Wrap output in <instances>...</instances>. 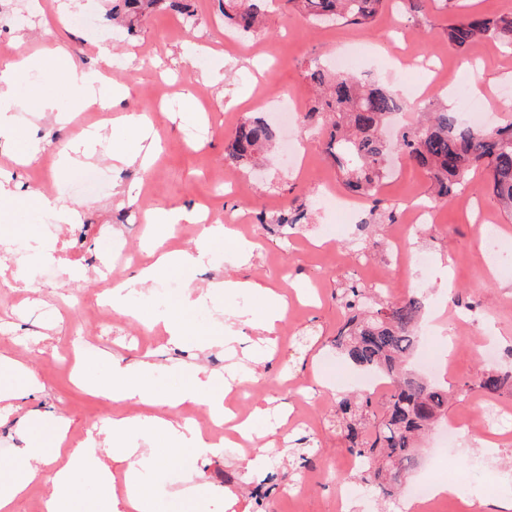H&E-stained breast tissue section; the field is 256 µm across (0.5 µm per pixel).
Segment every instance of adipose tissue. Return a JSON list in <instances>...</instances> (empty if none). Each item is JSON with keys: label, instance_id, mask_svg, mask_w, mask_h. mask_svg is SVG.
Masks as SVG:
<instances>
[{"label": "adipose tissue", "instance_id": "obj_1", "mask_svg": "<svg viewBox=\"0 0 512 512\" xmlns=\"http://www.w3.org/2000/svg\"><path fill=\"white\" fill-rule=\"evenodd\" d=\"M36 70L59 72L65 82L79 91V106L97 104L108 108L112 105L111 96L102 90V73L84 70L72 58L60 56L52 50L39 56H24L10 63L7 74L0 76V135L8 134L20 140L27 139V131L17 124V113L28 112L42 116L57 111L56 102L41 93L19 95L18 76ZM122 123L130 138L113 143V161L123 165L147 166L154 151L153 145L146 142L149 127L147 115L131 114L125 116ZM234 236V230L228 226L215 224L203 227L196 250L182 249L155 253L153 261L139 270L136 280L140 285L147 286L168 270H192L203 262L213 244ZM220 286L230 292H262L267 300L266 310L262 317L251 322L250 327L263 335L273 333L276 322L282 319L288 306L286 295L254 281L227 278L221 281ZM232 390L231 381L204 367L195 366L183 372L179 386L162 395L158 392L155 368L151 363L144 361L133 368L114 364L111 379L97 388L100 395L116 402L129 401L160 406L165 408L166 413L162 416L113 415L105 430L104 442L120 445L134 433L150 436L159 431L163 432L171 443L167 455H151L147 458L148 463L156 468L164 467L168 456L181 454L187 449L194 450L199 455L206 453L212 448L211 442L204 437L199 427L178 420L175 413L178 407L184 404L202 405L214 420H221L229 414L224 406V400ZM54 433V438L49 442L39 438L29 439L25 449L28 466L12 472L8 480L0 482V512H13L15 499L39 479V463L45 462L48 447L61 446L66 430L58 426L55 427ZM125 486L126 496L123 501L105 498L100 502L98 512H150L154 489L149 482L140 477L137 468L133 467L127 471Z\"/></svg>", "mask_w": 512, "mask_h": 512}]
</instances>
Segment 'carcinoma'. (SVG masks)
I'll list each match as a JSON object with an SVG mask.
<instances>
[{"label":"carcinoma","mask_w":512,"mask_h":512,"mask_svg":"<svg viewBox=\"0 0 512 512\" xmlns=\"http://www.w3.org/2000/svg\"><path fill=\"white\" fill-rule=\"evenodd\" d=\"M116 11L134 27L160 10L179 11L182 0H115ZM259 0H227L224 20L238 30L254 32L260 25ZM288 10L316 20H342L368 28L383 0H282ZM448 43L460 51L474 42L493 38L512 52V15L462 18L448 24ZM307 79L321 88L305 114L309 124L326 129L324 152L342 170L345 186L371 195L388 169L389 156L400 152L406 160L430 174L436 197L460 192L471 170L486 171L502 210L512 217V122L483 128L465 122L459 112L442 107L405 128L396 143L382 137L390 114L404 102L389 86L366 74H330L311 66ZM276 136L264 119L241 123L227 149V159L243 163ZM336 301L347 312L334 342L356 366L374 369L386 378L388 403L379 421L370 420L372 397L344 396L338 401L341 432L351 455L365 466L360 479L381 498H390L400 475L416 464V439L444 414L448 390L415 376L407 363L419 343L417 321L422 302L416 296L386 300L381 293L353 283L336 291ZM477 389L489 396L512 392V370H486L459 392Z\"/></svg>","instance_id":"cac0c4a2"}]
</instances>
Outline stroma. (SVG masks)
Returning a JSON list of instances; mask_svg holds the SVG:
<instances>
[{
  "label": "stroma",
  "mask_w": 512,
  "mask_h": 512,
  "mask_svg": "<svg viewBox=\"0 0 512 512\" xmlns=\"http://www.w3.org/2000/svg\"><path fill=\"white\" fill-rule=\"evenodd\" d=\"M188 13L158 12L130 33L110 22L113 0H0V66L17 52L38 54L53 48L85 68L100 69V53L112 54L113 87L119 95L111 111L92 106L54 121L25 116L21 127L39 141L32 162L20 165L23 142L0 136V178L16 185L26 205L0 207V239L21 247L20 269L25 280L0 285V321L10 336L0 338V355L20 362L19 375L0 372V383L23 389L9 408H0V479L26 465L25 444L31 434V413L63 422L68 435L78 437L104 425L115 412L145 413V406L122 405L96 395V384L110 380L113 360L133 365L146 359L156 364L158 387L167 390L180 382L175 367L205 358L220 373L249 376L252 403L264 407L253 437L263 445L261 468L247 472L236 467L238 449L226 446L216 455L174 458L167 466L147 471L155 488L152 512H338L341 496L364 488L343 436L333 419L339 396L362 391V371L344 361L331 346L346 313L335 299L337 288L350 282L368 285L376 278L389 284L388 299L416 294L424 301L422 346L451 354L448 372L431 371L430 381L453 388L448 410L421 442L418 465L407 486L392 501L373 500V512H406L413 502L412 486L467 479L470 495L438 498L436 512H484L485 501L512 494V440L492 438L469 430L466 420L486 400L478 391L460 393L463 382L476 380L490 367L512 365V253L503 270L485 269L480 262L486 225L512 242V216L494 200L483 172H471L468 189L432 199L429 175L394 157L391 173L380 188L377 210H364L358 225L337 224L321 200L328 190L344 193L343 176L322 150L321 131L306 128L300 118L312 105L316 91L305 77L313 62L331 63L357 44L356 67L394 86L425 81V67L443 78L448 67L469 59L473 82L489 89L494 123L511 117L501 106L502 90L512 87V54L485 39L458 51L448 43L447 28L457 16L512 14V0H423L409 11L404 0H386L371 28L338 22L321 24L304 14L282 11L267 0L262 31L244 34L224 21V0H189ZM81 25L70 24L71 13ZM191 42L200 50L182 60L181 47ZM236 59L224 70L223 81L208 74L224 69L225 58ZM298 107L290 118L289 139L299 142L304 158L289 162L280 145L263 151L258 168L225 161L224 150L236 127L264 116L277 123L278 111ZM147 113L151 136L160 148L149 169L113 164L109 150H99L92 165L105 169L106 185L94 194L73 188L61 159L77 135L106 125L120 139L123 115ZM62 204L77 207L84 224L111 225L114 236L129 248L127 259L113 257L104 240L87 237L85 249L97 264H112L126 281L133 315L112 314L102 328L94 315L103 304L101 286L89 275L78 284L42 278L45 249L55 241L48 230L56 218L38 205L44 184ZM429 203L433 215L418 225L409 241L410 257L396 259L386 252L393 226L386 211L403 217L419 202ZM199 206L207 221L234 228L253 243L248 264H231L230 245L211 249L204 263L190 273L170 272L161 283L179 282L181 291L170 302L180 304L189 332L177 345L169 344L155 325L159 305L151 289L135 280L158 247L191 249L198 232L184 225L167 240L150 237L147 211L171 206ZM307 208L308 220L293 236L275 223L284 211ZM335 232H327V225ZM425 254L426 264L413 262ZM249 279L281 289L288 309L278 322L272 342H258L248 325L264 308L262 294L206 293L207 284L225 278ZM79 290L83 306L70 307L56 317L45 308ZM203 295L187 303L188 295ZM233 325L241 343L214 346L225 325ZM83 334L91 358L71 350L73 332ZM211 343L208 354L200 346ZM305 412L310 425L294 427L293 415ZM456 432H449V425ZM307 438L311 463L287 460L285 445ZM271 478L269 495L255 505L252 492Z\"/></svg>",
  "instance_id": "1"
}]
</instances>
